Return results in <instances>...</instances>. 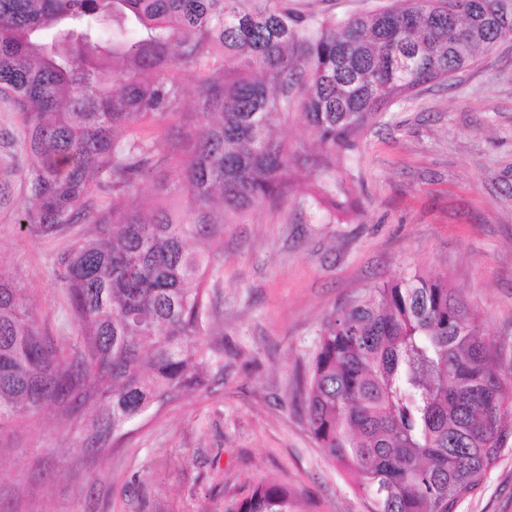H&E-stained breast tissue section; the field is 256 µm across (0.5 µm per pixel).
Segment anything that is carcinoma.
Wrapping results in <instances>:
<instances>
[{
	"instance_id": "obj_1",
	"label": "carcinoma",
	"mask_w": 512,
	"mask_h": 512,
	"mask_svg": "<svg viewBox=\"0 0 512 512\" xmlns=\"http://www.w3.org/2000/svg\"><path fill=\"white\" fill-rule=\"evenodd\" d=\"M508 38L512 0H410L341 21L288 0H0V99L19 115L31 192L20 223L43 238L89 225L56 265L73 340L45 335L25 289L0 271V454L51 409L64 439L48 452L79 446L97 460L206 383L224 225L294 187L297 159L272 137L290 94L322 149L313 199L334 210L336 177L383 109ZM407 50L419 60L411 72L397 64ZM216 51L221 72L166 82ZM186 97L196 111L179 113L162 146L116 141ZM156 167L161 199L147 208L138 188ZM94 190L109 203L93 205ZM307 409L370 512H459L512 435L498 347L448 280L417 272L323 322ZM224 512L301 510L287 486L259 482Z\"/></svg>"
}]
</instances>
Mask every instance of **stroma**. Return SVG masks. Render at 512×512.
<instances>
[{
    "label": "stroma",
    "instance_id": "35a3bbf8",
    "mask_svg": "<svg viewBox=\"0 0 512 512\" xmlns=\"http://www.w3.org/2000/svg\"><path fill=\"white\" fill-rule=\"evenodd\" d=\"M392 0H288L344 19ZM19 119L0 101V267L27 288L42 329L76 330L57 258L84 231L43 239L20 226L29 196ZM346 215L311 181L224 229L209 341L223 353L206 385L131 428L92 466L52 454L53 413L0 457V512H224L253 484L288 485L305 512H368L314 439L306 379L324 319L362 290L417 270L447 278L500 346L512 382V40L447 81L388 107L362 136L345 180ZM459 512H512V450Z\"/></svg>",
    "mask_w": 512,
    "mask_h": 512
}]
</instances>
